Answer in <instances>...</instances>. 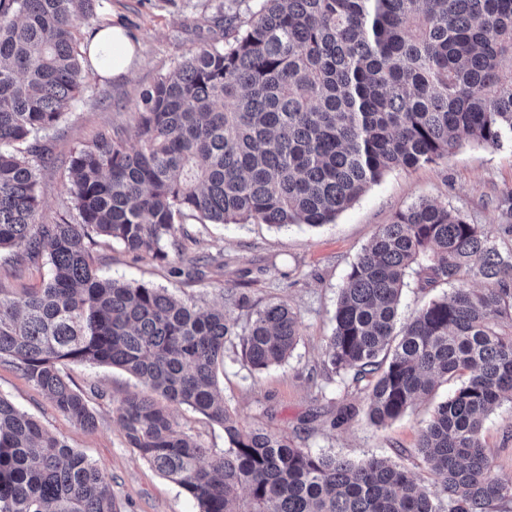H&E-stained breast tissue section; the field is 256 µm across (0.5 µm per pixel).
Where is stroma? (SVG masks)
Segmentation results:
<instances>
[{"mask_svg":"<svg viewBox=\"0 0 512 512\" xmlns=\"http://www.w3.org/2000/svg\"><path fill=\"white\" fill-rule=\"evenodd\" d=\"M260 4L261 0H95L92 14L77 28L79 44H86L99 26H124L137 43L133 72L115 80L89 72L82 95L44 139L48 160L38 166L39 223L76 221L67 188L77 148L111 128L123 129L128 146L138 147L133 114L143 93L200 49L223 47L229 40L225 18L248 20ZM423 200L459 212L471 223L491 226L497 248L512 253V143L466 144L439 163L390 170L334 223L318 228L210 224L184 217L192 236L185 257L200 261L204 274L199 279L173 276L167 262L147 255L137 258L102 241L93 247L92 256L102 276L148 283L183 300L223 308L239 328L268 304L288 305L298 316L301 338L286 363L258 371L237 337H227L224 343L219 382L238 420L285 435L315 453L353 460L372 455L400 459L427 486L431 476L413 450L421 427L436 402L452 391V384L440 386L434 396L417 402L397 420L377 426L365 412V390L352 381H340L326 355L338 292L352 264L381 225ZM47 275V265L30 261L21 249L0 252V285L15 294L41 287ZM69 374L97 416L94 430L75 425L19 370L3 362L0 396L102 467L120 512H197L186 493L126 443L115 408L120 399L139 391L136 379L103 365L73 364ZM173 414L205 447H226L220 425L185 406L174 408ZM482 440L496 475L512 485V403L503 402L487 418Z\"/></svg>","mask_w":512,"mask_h":512,"instance_id":"obj_1","label":"stroma"}]
</instances>
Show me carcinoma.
<instances>
[{"label":"carcinoma","instance_id":"1","mask_svg":"<svg viewBox=\"0 0 512 512\" xmlns=\"http://www.w3.org/2000/svg\"><path fill=\"white\" fill-rule=\"evenodd\" d=\"M93 0H0V250L43 259L42 287L0 288V362L19 369L84 430L97 426L70 363L107 365L145 391L116 406L127 444L198 512H492L512 498L482 442L487 416L512 401V254L459 212L421 201L381 226L339 288L331 371L365 383L366 414L393 421L448 381L402 464L314 454L240 423L217 370L227 336L260 371L299 342L297 315L267 306L242 331L224 309L166 288L104 278L95 239L136 257L174 255L176 219L320 227L395 167L448 158L466 143L512 140V0H261L233 42L183 60L135 113L140 146L107 130L71 159L74 223L39 224L28 154L81 94L87 56L75 29ZM451 291L401 323L409 271ZM487 281L475 289L465 275ZM219 424L216 451L171 407ZM0 512H119L106 472L0 396Z\"/></svg>","mask_w":512,"mask_h":512}]
</instances>
